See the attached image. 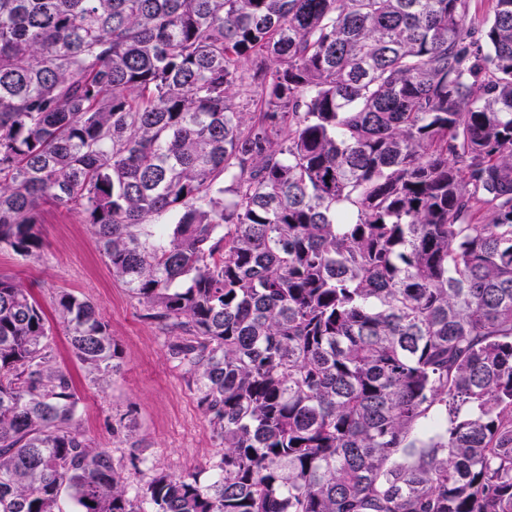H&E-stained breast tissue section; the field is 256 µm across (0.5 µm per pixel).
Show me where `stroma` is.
Listing matches in <instances>:
<instances>
[{
    "label": "stroma",
    "mask_w": 512,
    "mask_h": 512,
    "mask_svg": "<svg viewBox=\"0 0 512 512\" xmlns=\"http://www.w3.org/2000/svg\"><path fill=\"white\" fill-rule=\"evenodd\" d=\"M38 233L42 246L35 255L0 249V275L24 280L48 313L62 291L96 302L120 350L117 373L92 382L64 328L53 327V362L73 379L86 437L109 451L131 488L156 470L209 480L218 450L187 374L167 357L166 333L113 277L77 213L43 205Z\"/></svg>",
    "instance_id": "35a3bbf8"
}]
</instances>
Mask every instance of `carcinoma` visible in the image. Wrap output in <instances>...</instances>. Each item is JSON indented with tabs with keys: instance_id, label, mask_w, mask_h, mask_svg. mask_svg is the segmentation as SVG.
Listing matches in <instances>:
<instances>
[{
	"instance_id": "cac0c4a2",
	"label": "carcinoma",
	"mask_w": 512,
	"mask_h": 512,
	"mask_svg": "<svg viewBox=\"0 0 512 512\" xmlns=\"http://www.w3.org/2000/svg\"><path fill=\"white\" fill-rule=\"evenodd\" d=\"M472 3L0 0V249L80 214L221 448L130 496L0 275V512H512V0Z\"/></svg>"
}]
</instances>
